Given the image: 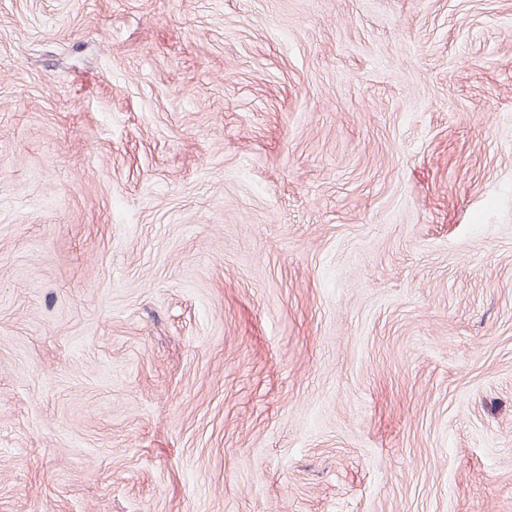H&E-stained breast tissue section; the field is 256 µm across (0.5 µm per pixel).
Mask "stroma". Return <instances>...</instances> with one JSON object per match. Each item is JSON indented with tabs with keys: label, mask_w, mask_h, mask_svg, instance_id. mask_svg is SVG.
I'll list each match as a JSON object with an SVG mask.
<instances>
[{
	"label": "stroma",
	"mask_w": 512,
	"mask_h": 512,
	"mask_svg": "<svg viewBox=\"0 0 512 512\" xmlns=\"http://www.w3.org/2000/svg\"><path fill=\"white\" fill-rule=\"evenodd\" d=\"M0 512H512V0H0Z\"/></svg>",
	"instance_id": "obj_1"
}]
</instances>
